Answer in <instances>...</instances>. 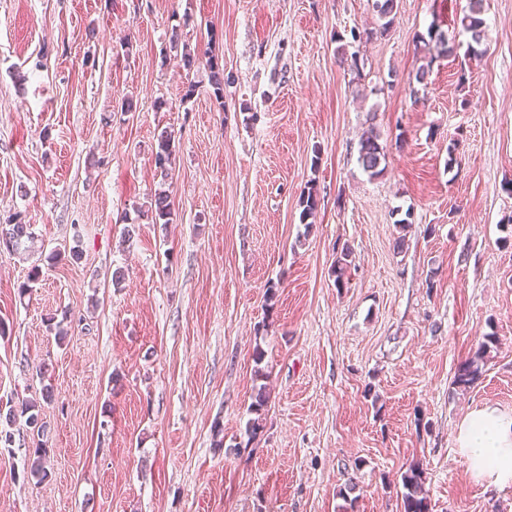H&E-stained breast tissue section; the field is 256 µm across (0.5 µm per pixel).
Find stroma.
Masks as SVG:
<instances>
[{
    "instance_id": "35a3bbf8",
    "label": "stroma",
    "mask_w": 512,
    "mask_h": 512,
    "mask_svg": "<svg viewBox=\"0 0 512 512\" xmlns=\"http://www.w3.org/2000/svg\"><path fill=\"white\" fill-rule=\"evenodd\" d=\"M372 3L0 0V224L37 236L0 250V409L47 425L0 444V512H403L414 464L429 512H512V476L462 446L473 412L512 418V0H485L483 56L437 59L422 87L418 35L467 0H398L384 31ZM354 28L355 68L336 57ZM371 125L377 179L357 160ZM161 190L166 226L145 215ZM66 244L79 262L53 258ZM380 140V133L371 125L358 142V162L372 179L382 177L386 171V147ZM158 150L155 153V165L160 170L163 179H167L170 175L168 164L171 163L170 149L171 142L174 140V134L171 130H162L158 135ZM11 222L13 223L0 224V248L19 254L28 251V243L34 240L31 224H26L18 216ZM486 353L487 343L484 342L480 345V348L476 352L475 356L458 369V372L454 378V385H456V387L463 389L470 387V384L473 383L476 376L480 372V363L483 362Z\"/></svg>"
}]
</instances>
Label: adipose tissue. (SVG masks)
Returning a JSON list of instances; mask_svg holds the SVG:
<instances>
[{"label":"adipose tissue","instance_id":"obj_1","mask_svg":"<svg viewBox=\"0 0 512 512\" xmlns=\"http://www.w3.org/2000/svg\"><path fill=\"white\" fill-rule=\"evenodd\" d=\"M473 420L466 429V447L478 449L492 466L512 472V421L487 410L478 412Z\"/></svg>","mask_w":512,"mask_h":512}]
</instances>
